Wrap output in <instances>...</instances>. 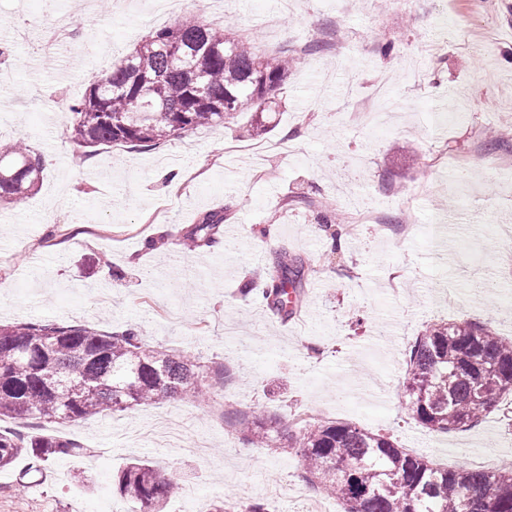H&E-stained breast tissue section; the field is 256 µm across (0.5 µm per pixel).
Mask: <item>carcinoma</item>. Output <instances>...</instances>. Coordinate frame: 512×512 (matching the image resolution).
Here are the masks:
<instances>
[{"label": "carcinoma", "instance_id": "1", "mask_svg": "<svg viewBox=\"0 0 512 512\" xmlns=\"http://www.w3.org/2000/svg\"><path fill=\"white\" fill-rule=\"evenodd\" d=\"M291 68L288 56L265 57L225 27L192 17L149 30L135 47L70 105L71 138L84 147H150L201 126L234 122L252 113L246 132L265 130ZM43 165L25 139L0 141V201L25 202ZM224 217L202 214L185 234L186 246L218 242ZM304 262L277 263L263 290L267 307L288 315L303 301ZM198 363L152 347L139 330L100 333L51 319L0 324V419L77 420L124 411L162 397L200 402ZM405 405L439 433L471 426L512 401V340L472 322L432 324L408 352ZM239 433L270 448L277 418L254 410L238 420ZM306 479L344 506V512H512V467L494 472L436 468L373 431L351 424L307 423L288 437ZM57 435L27 439L0 429V470L30 455L42 465L80 454ZM122 496L154 512L179 484L150 462L135 459L117 476Z\"/></svg>", "mask_w": 512, "mask_h": 512}]
</instances>
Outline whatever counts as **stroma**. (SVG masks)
<instances>
[{
  "label": "stroma",
  "mask_w": 512,
  "mask_h": 512,
  "mask_svg": "<svg viewBox=\"0 0 512 512\" xmlns=\"http://www.w3.org/2000/svg\"><path fill=\"white\" fill-rule=\"evenodd\" d=\"M152 8L0 0V140L25 138L46 158L26 202L0 204V322L140 327L150 345L195 356L208 398L10 421L83 452L39 473L25 456L0 470V512H140L115 482L134 458L181 485L161 512H212L218 499L307 512L316 494L299 454L283 451L303 413L386 434L441 468L483 455L512 462V412L440 434L402 398L425 325L478 322L512 339V171L494 162L512 160V0H186L165 17ZM60 16L90 42L49 58L41 28ZM186 17L296 59L266 133L243 137L245 113L159 146L73 143L67 105L100 77L98 51L117 60L146 30ZM20 26L29 35L13 40ZM384 80L401 107L374 129L360 102ZM359 205L385 225H354ZM208 211L224 214V245L184 251L183 231ZM161 234L164 248H148ZM296 258L304 301L284 318L268 309L264 282L275 262ZM246 278L255 290L243 298ZM257 408L278 418V450L228 422ZM158 416L203 433L204 447L134 435Z\"/></svg>",
  "instance_id": "1"
}]
</instances>
